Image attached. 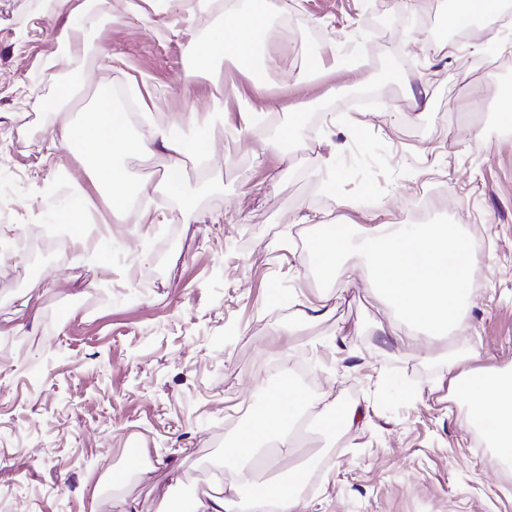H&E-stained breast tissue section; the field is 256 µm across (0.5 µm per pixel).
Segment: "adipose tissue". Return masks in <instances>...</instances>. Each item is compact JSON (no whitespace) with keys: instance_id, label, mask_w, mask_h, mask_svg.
Segmentation results:
<instances>
[{"instance_id":"1","label":"adipose tissue","mask_w":512,"mask_h":512,"mask_svg":"<svg viewBox=\"0 0 512 512\" xmlns=\"http://www.w3.org/2000/svg\"><path fill=\"white\" fill-rule=\"evenodd\" d=\"M275 0H249L246 8H230L223 25L213 29L205 42L188 43L187 55L199 71L211 70L216 60H227L249 78L251 92L238 95L237 110L243 131L263 119L268 111V75L279 70L288 45H276L278 31L272 18ZM222 100H214L204 115L187 124L151 125L147 133L128 135L125 113L114 107L110 88L96 91V119L67 123L50 130L51 139L84 149L83 163L95 187L112 201L114 217L126 218L137 191L138 176L121 164L129 154L161 156L163 171L158 194L178 196L184 212L195 208L190 186L191 167L205 168L211 161L208 140L201 130L223 112ZM314 277L328 284L352 279L356 266L347 264L357 254L374 267V291L396 313L386 332L404 331L445 336L463 332L468 322L462 309L471 293L470 270L476 255L466 234L456 224H420L413 227L376 225L358 235L343 224L321 225L314 241ZM456 395L467 406L465 426L479 430L494 450L498 464L512 462V372L493 366L465 371L454 379ZM304 397L289 380H282L274 399L257 408L224 448V493L189 497L184 512H306L302 485L306 466L289 469L286 476L259 482L253 461L262 447L272 442L287 445Z\"/></svg>"}]
</instances>
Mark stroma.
I'll list each match as a JSON object with an SVG mask.
<instances>
[{"label": "stroma", "mask_w": 512, "mask_h": 512, "mask_svg": "<svg viewBox=\"0 0 512 512\" xmlns=\"http://www.w3.org/2000/svg\"><path fill=\"white\" fill-rule=\"evenodd\" d=\"M0 0V512H111L109 467L147 449L155 470L123 493L153 512L221 482L224 444L274 394L282 368L307 397L304 444L262 480L302 463L321 469L303 489L309 512H512V468L491 464L461 420L450 361L461 370L512 369V40L507 0H494L499 41L474 50L468 27L453 56H424L416 38L437 33L452 0H279L280 40L329 54L367 48V65L310 80L300 56L270 77L274 107L248 135L237 100L206 128L212 165L193 219L154 192L156 157L132 154L141 175L125 222L93 188L81 148L48 137L83 118L98 86L121 91L128 131L175 125L225 96L249 93L230 62L193 73L189 42L224 20L226 0ZM85 53L56 55L69 17ZM78 76L73 99L51 110L57 82ZM156 96L144 121L132 84ZM302 114L288 159L263 141ZM339 175L336 194L323 184ZM87 195L90 243L112 241V262L88 264L53 214ZM461 225L478 241L469 327L444 340L393 339L392 317L366 277L317 286L308 245L320 223L361 231ZM36 324L15 330L25 297ZM325 315L307 319L311 305ZM479 359H471V352ZM401 386L391 391L390 379ZM327 408L356 409L354 426L314 427Z\"/></svg>", "instance_id": "obj_1"}]
</instances>
